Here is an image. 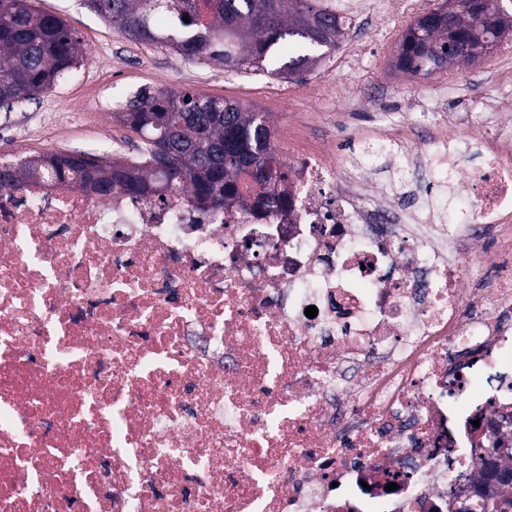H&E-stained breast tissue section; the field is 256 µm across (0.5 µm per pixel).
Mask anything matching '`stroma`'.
Listing matches in <instances>:
<instances>
[{
    "mask_svg": "<svg viewBox=\"0 0 512 512\" xmlns=\"http://www.w3.org/2000/svg\"><path fill=\"white\" fill-rule=\"evenodd\" d=\"M382 2L390 16L389 28L379 31L370 22L355 18L342 45L314 71L294 79L242 71L230 80L223 66L186 62L168 47L128 38L101 18L89 0H35V8L58 16L77 35L84 47L83 62L73 76L52 89L12 108L0 107V158L59 152L95 155L107 142L113 154L124 155L128 145L138 142V135L126 130L112 113L84 115L72 109L75 100L90 98L102 88L116 101L143 88L152 92L186 88L199 96L234 100L270 113L273 128L283 133L293 120L287 110L288 95L315 81L335 83L336 94L308 100V108L315 113L306 128L309 146H330L339 153L362 157V145L344 134V126L371 127L384 112L407 118L421 93V77L399 73L391 66L393 48L411 19L401 0ZM361 40L371 51L363 64L349 68L346 60ZM510 54L509 35L479 63L432 73L433 82L451 89L446 110L478 112L484 100L498 98L502 111L512 113V83L493 86L481 80L486 69Z\"/></svg>",
    "mask_w": 512,
    "mask_h": 512,
    "instance_id": "35a3bbf8",
    "label": "stroma"
}]
</instances>
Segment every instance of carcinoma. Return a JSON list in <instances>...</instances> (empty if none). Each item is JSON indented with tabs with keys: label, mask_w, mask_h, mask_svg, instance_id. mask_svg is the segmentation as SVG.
I'll return each mask as SVG.
<instances>
[{
	"label": "carcinoma",
	"mask_w": 512,
	"mask_h": 512,
	"mask_svg": "<svg viewBox=\"0 0 512 512\" xmlns=\"http://www.w3.org/2000/svg\"><path fill=\"white\" fill-rule=\"evenodd\" d=\"M95 11L138 41L170 47L191 62H217L228 69L271 71L291 77L314 70L335 51L351 17L331 12L335 0H92ZM189 22H184V19ZM512 33V13L496 0H454L452 14L437 7L420 17L402 38L400 70L416 76L469 64L479 50L491 51ZM78 38L57 16L38 11L32 0H0V106L29 100L71 76L81 65ZM141 137L143 160L64 156L41 163L29 154L0 162V187H22L68 167L67 182L99 195L118 188L139 198L163 201L176 190L191 193V205L211 202L217 212L240 201L237 182L247 175L268 185L263 207L282 206L276 184L271 126L266 112L234 101L166 88L136 93L115 113ZM491 479L512 488V465L483 467Z\"/></svg>",
	"instance_id": "obj_1"
}]
</instances>
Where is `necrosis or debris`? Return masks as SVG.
I'll list each match as a JSON object with an SVG mask.
<instances>
[{
    "instance_id": "obj_1",
    "label": "necrosis or debris",
    "mask_w": 512,
    "mask_h": 512,
    "mask_svg": "<svg viewBox=\"0 0 512 512\" xmlns=\"http://www.w3.org/2000/svg\"><path fill=\"white\" fill-rule=\"evenodd\" d=\"M406 127L355 159L275 149L276 210L246 177L217 213L0 188V512L475 496L477 463L512 445V124ZM378 145L462 218L367 193Z\"/></svg>"
}]
</instances>
